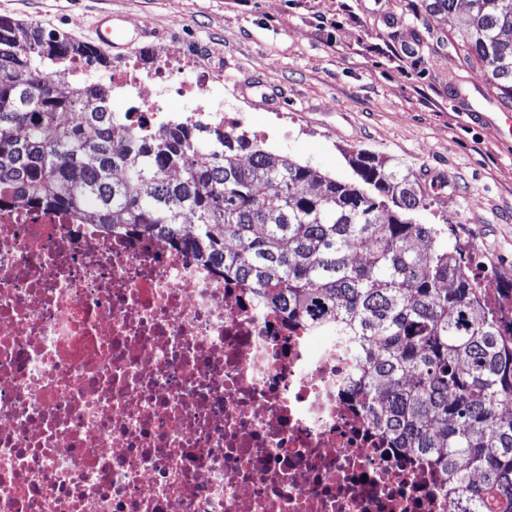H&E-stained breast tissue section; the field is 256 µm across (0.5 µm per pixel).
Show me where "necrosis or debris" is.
I'll return each instance as SVG.
<instances>
[{
	"mask_svg": "<svg viewBox=\"0 0 512 512\" xmlns=\"http://www.w3.org/2000/svg\"><path fill=\"white\" fill-rule=\"evenodd\" d=\"M167 55L146 116L198 102ZM334 334L288 323L246 284L157 237L0 207V512H453L440 473L393 447Z\"/></svg>",
	"mask_w": 512,
	"mask_h": 512,
	"instance_id": "obj_1",
	"label": "necrosis or debris"
}]
</instances>
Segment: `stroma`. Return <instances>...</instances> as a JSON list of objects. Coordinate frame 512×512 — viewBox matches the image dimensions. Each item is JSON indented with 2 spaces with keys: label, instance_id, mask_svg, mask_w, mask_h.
Returning a JSON list of instances; mask_svg holds the SVG:
<instances>
[{
  "label": "stroma",
  "instance_id": "35a3bbf8",
  "mask_svg": "<svg viewBox=\"0 0 512 512\" xmlns=\"http://www.w3.org/2000/svg\"><path fill=\"white\" fill-rule=\"evenodd\" d=\"M418 0H0V18L86 41L111 11L119 31L153 38L129 55L142 74L173 52L224 70V115L272 152L339 181L365 151L409 174L415 217L472 255L478 281L512 283V140L449 94L497 112L488 74L464 64L455 17Z\"/></svg>",
  "mask_w": 512,
  "mask_h": 512
}]
</instances>
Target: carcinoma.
Masks as SVG:
<instances>
[{
    "mask_svg": "<svg viewBox=\"0 0 512 512\" xmlns=\"http://www.w3.org/2000/svg\"><path fill=\"white\" fill-rule=\"evenodd\" d=\"M426 11L458 15L463 62L512 102V0H427ZM79 63L107 61L0 19V200L166 238L288 320L347 337L373 421L440 470L457 512H512V283L498 317L460 245L412 217L410 175L359 152L358 179L340 182L235 127H150L112 111L89 76L73 80Z\"/></svg>",
    "mask_w": 512,
    "mask_h": 512,
    "instance_id": "cac0c4a2",
    "label": "carcinoma"
}]
</instances>
